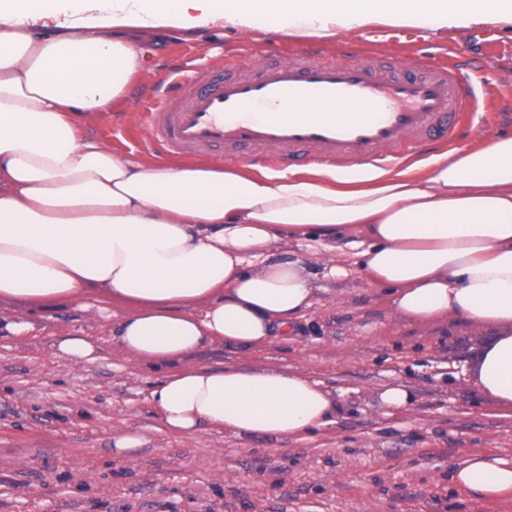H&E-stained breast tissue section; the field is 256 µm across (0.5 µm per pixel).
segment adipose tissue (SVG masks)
<instances>
[{"instance_id": "obj_1", "label": "adipose tissue", "mask_w": 512, "mask_h": 512, "mask_svg": "<svg viewBox=\"0 0 512 512\" xmlns=\"http://www.w3.org/2000/svg\"><path fill=\"white\" fill-rule=\"evenodd\" d=\"M373 24L512 27V0H0V300L100 304L120 348L165 367L166 431L305 440L342 393L289 368L189 364L215 342L288 341L320 280L386 290L401 319L490 329L469 383L512 411V136L435 153L422 173L136 158L85 131L122 98L158 32L207 28L332 40ZM332 251L313 270L278 253ZM458 491L512 498V457L477 453Z\"/></svg>"}]
</instances>
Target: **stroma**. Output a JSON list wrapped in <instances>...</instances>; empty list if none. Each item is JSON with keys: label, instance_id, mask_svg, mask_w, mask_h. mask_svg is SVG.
I'll use <instances>...</instances> for the list:
<instances>
[{"label": "stroma", "instance_id": "obj_1", "mask_svg": "<svg viewBox=\"0 0 512 512\" xmlns=\"http://www.w3.org/2000/svg\"><path fill=\"white\" fill-rule=\"evenodd\" d=\"M502 52L477 74L504 97V117L473 128L477 141L512 134V31L490 27ZM264 54L284 52L276 32L201 29L182 40L147 42L142 73L125 99L93 116L89 132L136 157H159L145 138L138 96L166 78L180 55L201 62L243 39ZM295 338L263 348L215 343L191 357L220 368H293L346 393L335 424L308 440L240 438L208 427L167 432L146 395L164 371L117 344L116 319L60 304L33 315L0 301V323L29 318L19 336L0 330V512H512V500L483 502L449 481L475 451L512 456V416L464 376L482 329L458 320L422 326L397 318L381 290L327 280ZM67 335L93 338L99 358L73 364L56 354ZM404 382L413 399L385 414L378 394ZM142 443L115 455L116 435Z\"/></svg>", "mask_w": 512, "mask_h": 512}]
</instances>
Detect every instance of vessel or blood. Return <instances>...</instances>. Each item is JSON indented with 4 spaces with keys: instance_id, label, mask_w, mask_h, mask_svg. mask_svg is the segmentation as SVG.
I'll list each match as a JSON object with an SVG mask.
<instances>
[{
    "instance_id": "b4317fda",
    "label": "vessel or blood",
    "mask_w": 512,
    "mask_h": 512,
    "mask_svg": "<svg viewBox=\"0 0 512 512\" xmlns=\"http://www.w3.org/2000/svg\"><path fill=\"white\" fill-rule=\"evenodd\" d=\"M382 37L401 47L415 34L375 27L363 40ZM466 65L460 55L427 61L399 53L377 65L347 40L330 57L313 44L258 67L228 51L206 64L183 61L141 100L151 143L169 154L221 148L273 171L315 163L386 169L435 142L463 145L462 113L495 98L468 85ZM336 102L360 111L337 118L328 110ZM316 104L325 112L307 113Z\"/></svg>"
}]
</instances>
